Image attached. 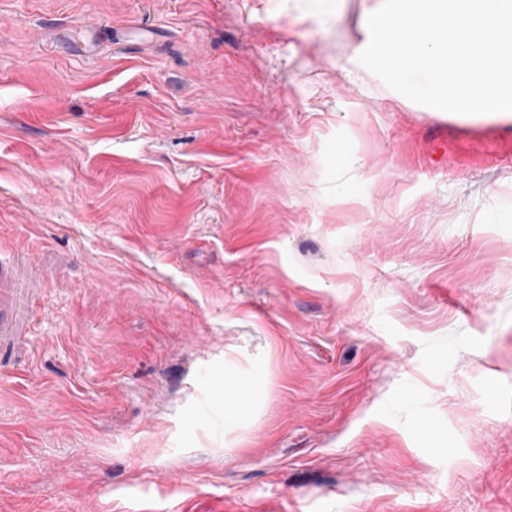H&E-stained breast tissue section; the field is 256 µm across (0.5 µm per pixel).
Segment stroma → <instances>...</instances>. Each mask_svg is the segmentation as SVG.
<instances>
[{
    "label": "stroma",
    "instance_id": "1",
    "mask_svg": "<svg viewBox=\"0 0 512 512\" xmlns=\"http://www.w3.org/2000/svg\"><path fill=\"white\" fill-rule=\"evenodd\" d=\"M346 2L0 0V512H512V118Z\"/></svg>",
    "mask_w": 512,
    "mask_h": 512
}]
</instances>
